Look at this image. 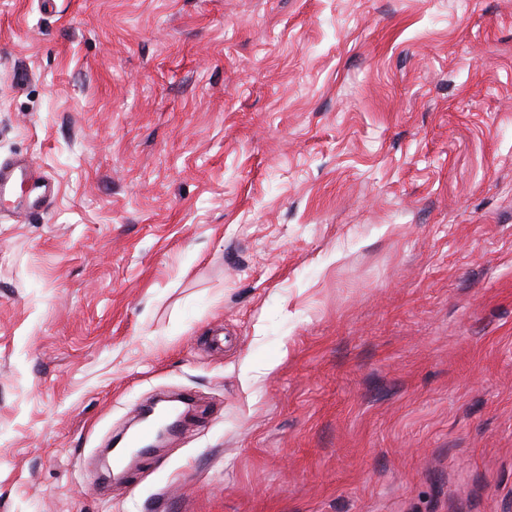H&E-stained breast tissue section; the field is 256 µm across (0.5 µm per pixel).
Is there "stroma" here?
Segmentation results:
<instances>
[{"instance_id":"obj_1","label":"stroma","mask_w":512,"mask_h":512,"mask_svg":"<svg viewBox=\"0 0 512 512\" xmlns=\"http://www.w3.org/2000/svg\"><path fill=\"white\" fill-rule=\"evenodd\" d=\"M12 157L0 512H512V0H0ZM19 182V185H28L27 193L33 196L35 201L49 203L56 195L57 187L44 181L43 178L37 176L33 170L32 165L28 162L24 167L16 166L12 159L0 160V199L1 204H4L7 192ZM164 423L167 429L171 430L170 433H177L180 431L181 422L177 420H170L165 413L155 412L146 417L141 426L137 428L131 435H129L123 442L124 448H134L135 454L142 457L153 453V443L155 441L157 426Z\"/></svg>"}]
</instances>
